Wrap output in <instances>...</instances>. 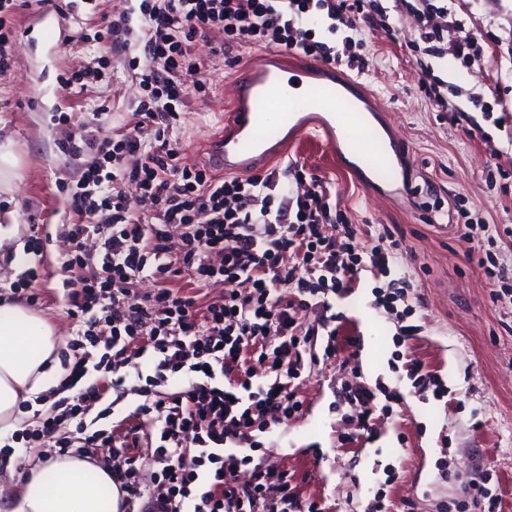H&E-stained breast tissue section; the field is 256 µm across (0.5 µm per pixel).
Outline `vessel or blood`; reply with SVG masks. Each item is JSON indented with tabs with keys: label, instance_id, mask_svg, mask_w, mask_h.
<instances>
[{
	"label": "vessel or blood",
	"instance_id": "b4317fda",
	"mask_svg": "<svg viewBox=\"0 0 512 512\" xmlns=\"http://www.w3.org/2000/svg\"><path fill=\"white\" fill-rule=\"evenodd\" d=\"M305 63H275L274 67L249 64L234 80L233 106L224 115L221 130L211 136L206 149L223 171L248 172L282 155L284 143L267 145L266 133L273 119L291 120L297 112L324 113L322 129L330 153L350 142L360 117L349 97L334 79H309ZM304 86V94L293 89Z\"/></svg>",
	"mask_w": 512,
	"mask_h": 512
}]
</instances>
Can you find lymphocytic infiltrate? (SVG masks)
<instances>
[{"label": "lymphocytic infiltrate", "mask_w": 512, "mask_h": 512, "mask_svg": "<svg viewBox=\"0 0 512 512\" xmlns=\"http://www.w3.org/2000/svg\"><path fill=\"white\" fill-rule=\"evenodd\" d=\"M138 2L137 10L113 16L105 34L114 50H139L128 65L143 90L141 121L115 138L101 125L85 124L64 146L73 155L92 150L96 156L70 189L77 220L67 232L73 250L62 263L72 314L80 320L71 344L74 361L38 435L53 437L70 422L75 430L60 455L90 459L97 448L111 447L112 476L127 496L143 500L141 512H322L318 502L301 503L287 474L274 476V497L262 481L240 487L237 474L254 461L255 428L301 410L290 383L299 378L314 337L326 336L324 353H334L331 298L350 292L366 267L386 281L376 294L380 306L390 309L403 300L395 253L357 249V229L344 222L322 178L296 170L300 189L293 192L281 187L275 170L224 178L204 166L182 167L167 132L190 97L206 91L199 78L204 63L192 60L190 47L214 30L223 35L226 55L249 44L367 70V58L313 40L302 28L315 9L325 11L332 29L351 31L362 22L387 25L394 8L412 14L420 31L410 45L419 82L441 111H453L427 63L442 51L448 0H394L390 7L383 0ZM135 17L136 41L122 40ZM148 141L154 147L147 154ZM128 182L135 194L123 191ZM148 214L149 224L143 221ZM335 223L341 232L325 235V226ZM176 226L183 233L175 249L170 239ZM89 249L104 276L76 282L73 272ZM184 275L187 291L173 285ZM144 278L159 287L141 296L134 286ZM218 283L226 287L223 297L207 300L206 290ZM286 288L294 289V299L284 300ZM129 373L144 376L147 385L133 425L97 428V420L111 414L101 405L106 391L120 390ZM176 376L186 377V385L167 391ZM95 404L96 421L85 420ZM147 424L158 438L145 444ZM145 466L155 467L159 477L150 492L139 481Z\"/></svg>", "instance_id": "f902f5d3"}]
</instances>
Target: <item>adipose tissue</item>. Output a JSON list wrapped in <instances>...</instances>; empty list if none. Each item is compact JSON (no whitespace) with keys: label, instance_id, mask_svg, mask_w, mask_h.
<instances>
[{"label":"adipose tissue","instance_id":"1","mask_svg":"<svg viewBox=\"0 0 512 512\" xmlns=\"http://www.w3.org/2000/svg\"><path fill=\"white\" fill-rule=\"evenodd\" d=\"M58 338L51 324L19 304L0 305V437L22 423L19 405L56 385ZM16 496L11 512H124L109 469L58 458L22 471L6 466Z\"/></svg>","mask_w":512,"mask_h":512}]
</instances>
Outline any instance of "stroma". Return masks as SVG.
<instances>
[{
	"mask_svg": "<svg viewBox=\"0 0 512 512\" xmlns=\"http://www.w3.org/2000/svg\"><path fill=\"white\" fill-rule=\"evenodd\" d=\"M128 6L17 0L14 64L0 74V142H10L20 162L12 192L0 193V213L12 210L18 219L17 235L0 240V298L51 323L63 356L78 329L59 266L70 247L65 226L74 220L67 188L87 159L62 145L83 124L97 121L118 135L138 121L139 82L124 54L96 37L106 17ZM451 8L485 40L483 64L449 54L431 61L452 112L439 111L418 81L412 15L395 16V37L366 24L353 35V53L371 63L357 80L373 106L356 142L369 157L380 139L389 141L399 160L389 182L365 181L354 169L357 157L332 159L308 139L272 162L288 183L290 162L322 177L357 225L359 249L398 241L397 265L412 284L407 321L417 331L406 339L397 334L398 317L376 303V277L360 272L351 293L333 302L335 356L305 362L294 382L301 411L258 436L262 470L288 473L301 500H317L324 512H366L378 494L387 512H462V491L481 474L497 489L502 512H512V310L493 303L494 283L477 266L489 252L512 270V236L488 230L512 228V0H453ZM211 47L207 38L192 42L208 91L190 99L169 132L187 166L208 164L205 142L231 105L233 79L261 54L247 45L228 58ZM101 60L98 81L62 89L61 73ZM32 268V288L13 292ZM413 359L440 375L447 397L415 393L406 376ZM358 384H383L404 399L390 415L375 413V439L347 443L358 412L340 391Z\"/></svg>",
	"mask_w": 512,
	"mask_h": 512,
	"instance_id": "1",
	"label": "stroma"
}]
</instances>
